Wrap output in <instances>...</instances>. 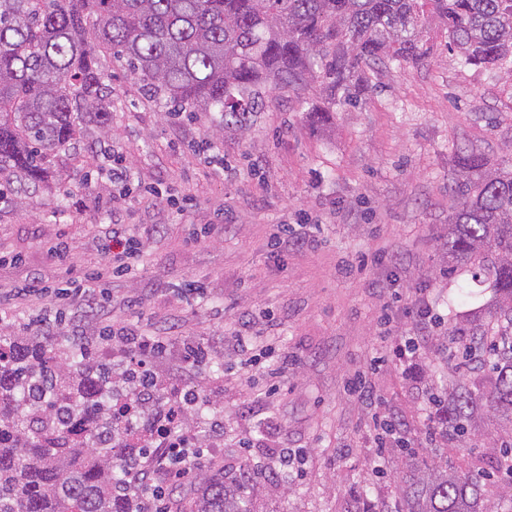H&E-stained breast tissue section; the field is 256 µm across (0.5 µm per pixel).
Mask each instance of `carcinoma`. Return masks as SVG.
I'll return each mask as SVG.
<instances>
[{
  "mask_svg": "<svg viewBox=\"0 0 512 512\" xmlns=\"http://www.w3.org/2000/svg\"><path fill=\"white\" fill-rule=\"evenodd\" d=\"M436 27L463 67L512 80V0H0V210L54 181L89 128L106 137L111 91L97 54L124 63L153 99L207 112L245 130L269 100L288 94L325 125L355 108L370 76L426 59ZM448 274L468 267L498 294L486 329L464 338L459 378L433 419L452 435L477 413L472 388L508 424L494 473L512 457V168L454 150L448 185ZM0 332V512H134L125 476L164 407L146 373L118 375L92 345ZM135 396L134 418L112 411ZM404 512H491L472 471L434 466L426 448L406 454ZM241 473L202 479L191 512H251Z\"/></svg>",
  "mask_w": 512,
  "mask_h": 512,
  "instance_id": "cac0c4a2",
  "label": "carcinoma"
}]
</instances>
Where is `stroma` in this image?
Wrapping results in <instances>:
<instances>
[{"label":"stroma","instance_id":"obj_1","mask_svg":"<svg viewBox=\"0 0 512 512\" xmlns=\"http://www.w3.org/2000/svg\"><path fill=\"white\" fill-rule=\"evenodd\" d=\"M100 57L112 89L107 145L91 137L77 146L76 159L57 176L67 198L53 188L0 212V252L22 259L0 268V289L33 277L52 287L13 313L14 331H25L39 311L62 316L53 329L62 347L76 331L97 342L112 322L141 336L176 331L151 367L164 383L202 390L209 418L194 421L200 434L210 435V417H223L224 444L199 466L248 469L244 495L252 512L394 507L409 473L393 452L378 454L377 416L400 424L402 439L429 449L432 461L490 468L501 433L495 414L480 408L465 441L446 440L433 434L428 397L447 392L455 376L448 314L472 334L494 309L483 286L476 299L457 300L446 275L451 148L478 151L494 164L512 158V81L461 67L437 40L423 64L380 73L375 88L333 124L317 123L283 96L248 130L216 133L209 115H170L109 51ZM203 138L223 154L192 151ZM106 147L129 168V199L114 198L97 175ZM153 191L185 201L184 211L141 204ZM219 211L224 227L210 231ZM117 224L143 244L138 268L120 278L106 274L101 250ZM300 224L312 225L313 250L274 252V234ZM60 239L73 269L47 257ZM97 271L98 288L111 298L105 311L57 297L75 273ZM422 288L440 320L418 357L402 363L385 348L415 334L401 307ZM184 338L206 347L210 365L183 363ZM270 346L290 357L277 384L266 369ZM358 372L373 399L349 392ZM286 448L297 453L295 466L271 472Z\"/></svg>","mask_w":512,"mask_h":512}]
</instances>
